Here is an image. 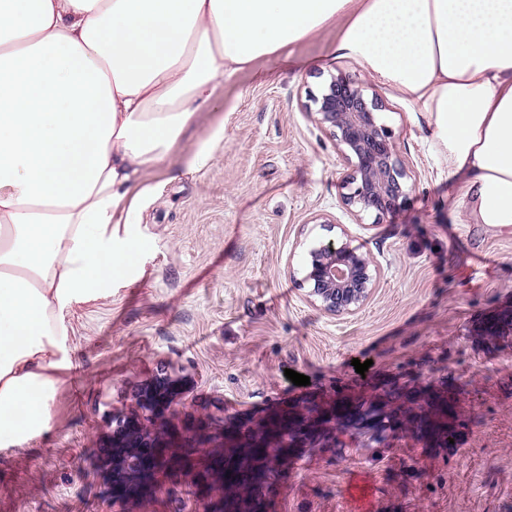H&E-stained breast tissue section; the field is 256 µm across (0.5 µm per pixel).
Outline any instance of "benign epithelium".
Returning a JSON list of instances; mask_svg holds the SVG:
<instances>
[{"instance_id":"7a95c632","label":"benign epithelium","mask_w":512,"mask_h":512,"mask_svg":"<svg viewBox=\"0 0 512 512\" xmlns=\"http://www.w3.org/2000/svg\"><path fill=\"white\" fill-rule=\"evenodd\" d=\"M321 126L327 127L351 172L345 181L344 205L356 217L383 215L406 198L410 176L397 156L387 127L378 123L376 102L343 77L331 76L320 94L310 96ZM378 279L374 261L343 239L313 245L303 267V282L327 313L349 314L366 301ZM180 394L168 384L137 396L138 407L154 429L135 420L117 421L112 444V496L129 503L167 485L191 483L203 487V512H267L266 496L276 492L266 468L288 458L292 448L336 446V402L310 403L299 411L267 415L258 424L227 426L204 414L196 424L178 429L171 424ZM455 413L444 392L417 401V410L399 419L370 404L355 415L370 437L385 443L389 435L437 438L432 426ZM288 423L291 440L281 441ZM252 469L248 486H231L224 478L229 449Z\"/></svg>"}]
</instances>
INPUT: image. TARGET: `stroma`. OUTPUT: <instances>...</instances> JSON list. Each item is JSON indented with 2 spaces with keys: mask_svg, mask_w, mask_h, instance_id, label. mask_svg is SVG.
Returning a JSON list of instances; mask_svg holds the SVG:
<instances>
[{
  "mask_svg": "<svg viewBox=\"0 0 512 512\" xmlns=\"http://www.w3.org/2000/svg\"><path fill=\"white\" fill-rule=\"evenodd\" d=\"M338 36L329 24L225 79L172 154L140 174L138 270L74 306L49 433L0 450V512H114L115 422L161 380L185 397L180 427L201 414L255 424L310 395L357 405L381 388H447L456 445L393 436L381 447L339 417L335 447L297 449L279 467L273 512H339L360 469L379 481L371 512H512V335L500 333L512 320V233L463 223L425 116L336 57ZM333 75L376 100L411 175L393 213L357 218L343 203L350 167L306 109ZM205 143L214 159L193 170L189 156ZM341 237L380 276L357 311L332 315L312 301L302 268L310 247ZM357 359L370 364V386L356 382ZM289 369L309 385H294Z\"/></svg>",
  "mask_w": 512,
  "mask_h": 512,
  "instance_id": "35a3bbf8",
  "label": "stroma"
}]
</instances>
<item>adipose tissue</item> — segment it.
<instances>
[{"mask_svg": "<svg viewBox=\"0 0 512 512\" xmlns=\"http://www.w3.org/2000/svg\"><path fill=\"white\" fill-rule=\"evenodd\" d=\"M336 21L337 57L425 114L456 211L512 229V0H0V450L50 430L74 305L136 265L137 175Z\"/></svg>", "mask_w": 512, "mask_h": 512, "instance_id": "adipose-tissue-1", "label": "adipose tissue"}]
</instances>
